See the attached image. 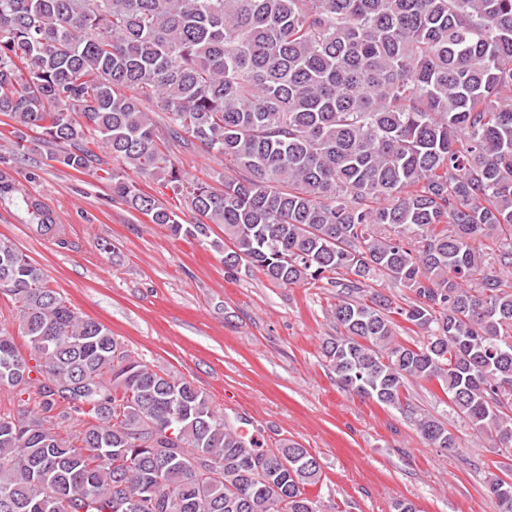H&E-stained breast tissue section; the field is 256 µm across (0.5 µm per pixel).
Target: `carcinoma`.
Listing matches in <instances>:
<instances>
[{
  "mask_svg": "<svg viewBox=\"0 0 512 512\" xmlns=\"http://www.w3.org/2000/svg\"><path fill=\"white\" fill-rule=\"evenodd\" d=\"M152 107L144 106L145 102ZM0 115L17 151L101 180L175 236L224 231V264L338 288L323 342L344 390L456 437L403 400L437 382L512 451V0H0ZM233 174L190 181L173 152ZM158 180L201 217L143 191ZM21 193L0 168V200ZM31 223L53 215L24 196ZM410 289L405 306L371 284ZM0 512H320L319 460L243 436L191 381L139 361L0 237ZM423 335L397 341L393 315ZM487 490L512 512V484ZM5 328L7 332L12 334L15 342L23 349L30 351V345L27 339L18 331V320L16 319V311L13 310L12 304L6 297L0 298V329Z\"/></svg>",
  "mask_w": 512,
  "mask_h": 512,
  "instance_id": "carcinoma-1",
  "label": "carcinoma"
}]
</instances>
